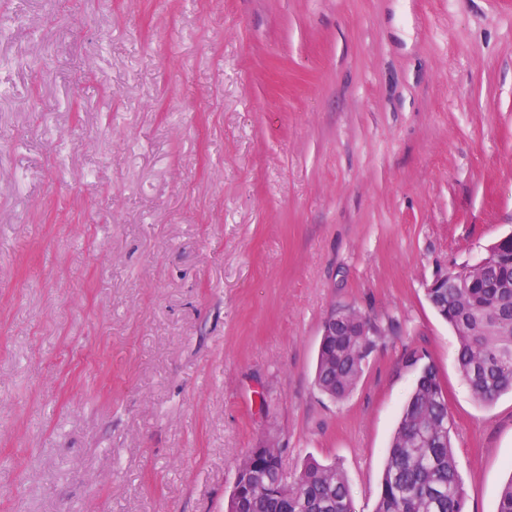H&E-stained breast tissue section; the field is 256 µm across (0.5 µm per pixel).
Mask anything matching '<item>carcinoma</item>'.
Here are the masks:
<instances>
[{
    "mask_svg": "<svg viewBox=\"0 0 512 512\" xmlns=\"http://www.w3.org/2000/svg\"><path fill=\"white\" fill-rule=\"evenodd\" d=\"M494 288L478 284L432 288L436 311L454 330L458 371L473 397L493 404L512 391V243L497 248ZM376 344L371 326L352 323L341 335L325 337L315 383L336 401L346 399L363 375ZM239 480L230 500L233 512H351L342 469L308 459L284 479L281 450L251 448L237 464ZM466 493L451 441L448 402L437 371L420 368L411 397L393 436L382 473L375 512H464ZM493 512H512V480Z\"/></svg>",
    "mask_w": 512,
    "mask_h": 512,
    "instance_id": "1",
    "label": "carcinoma"
}]
</instances>
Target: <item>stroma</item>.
<instances>
[{
    "label": "stroma",
    "instance_id": "obj_1",
    "mask_svg": "<svg viewBox=\"0 0 512 512\" xmlns=\"http://www.w3.org/2000/svg\"><path fill=\"white\" fill-rule=\"evenodd\" d=\"M0 512H225L235 464L374 512L421 366L466 512L512 477L434 276L512 234V0H0ZM381 330L351 395L322 326Z\"/></svg>",
    "mask_w": 512,
    "mask_h": 512
}]
</instances>
